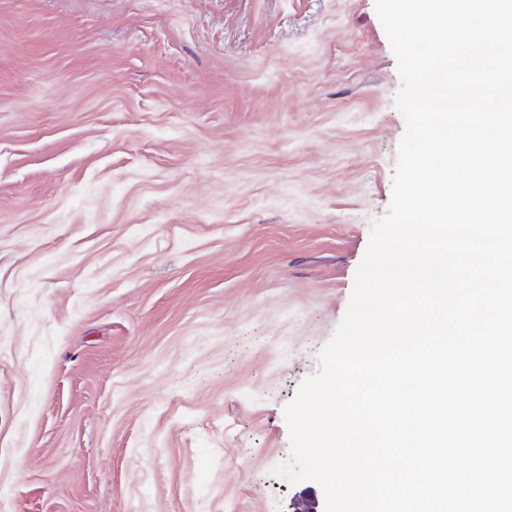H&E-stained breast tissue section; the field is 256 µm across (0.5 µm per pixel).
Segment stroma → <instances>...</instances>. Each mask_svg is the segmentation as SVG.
Instances as JSON below:
<instances>
[{
  "instance_id": "obj_1",
  "label": "stroma",
  "mask_w": 512,
  "mask_h": 512,
  "mask_svg": "<svg viewBox=\"0 0 512 512\" xmlns=\"http://www.w3.org/2000/svg\"><path fill=\"white\" fill-rule=\"evenodd\" d=\"M399 88L374 0H0V512H324Z\"/></svg>"
}]
</instances>
